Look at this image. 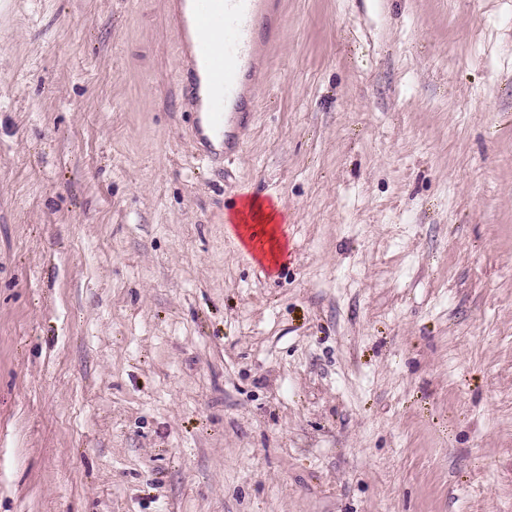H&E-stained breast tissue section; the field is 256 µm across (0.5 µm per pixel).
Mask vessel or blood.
<instances>
[{
    "instance_id": "1",
    "label": "vessel or blood",
    "mask_w": 512,
    "mask_h": 512,
    "mask_svg": "<svg viewBox=\"0 0 512 512\" xmlns=\"http://www.w3.org/2000/svg\"><path fill=\"white\" fill-rule=\"evenodd\" d=\"M175 25L181 81L200 110V156L237 153L254 116L250 86L261 53L279 36L280 0H166Z\"/></svg>"
}]
</instances>
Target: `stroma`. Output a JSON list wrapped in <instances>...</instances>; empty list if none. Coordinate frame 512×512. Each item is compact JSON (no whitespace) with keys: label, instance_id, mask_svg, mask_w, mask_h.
Listing matches in <instances>:
<instances>
[{"label":"stroma","instance_id":"35a3bbf8","mask_svg":"<svg viewBox=\"0 0 512 512\" xmlns=\"http://www.w3.org/2000/svg\"><path fill=\"white\" fill-rule=\"evenodd\" d=\"M282 14L217 165L165 0L0 6V512H512V0Z\"/></svg>","mask_w":512,"mask_h":512}]
</instances>
